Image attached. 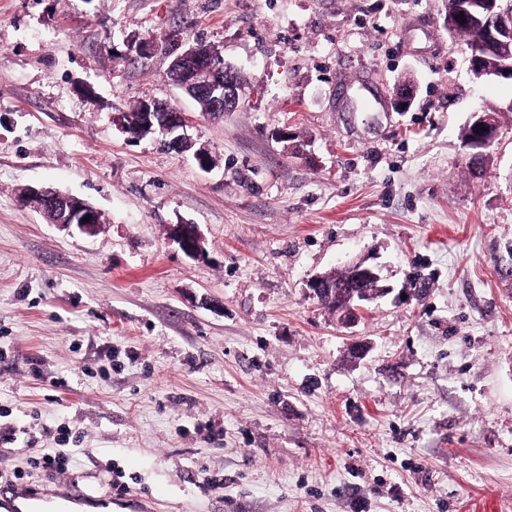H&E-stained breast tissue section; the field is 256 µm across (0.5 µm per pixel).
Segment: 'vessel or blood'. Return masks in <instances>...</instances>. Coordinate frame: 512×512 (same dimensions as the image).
<instances>
[{"instance_id": "1", "label": "vessel or blood", "mask_w": 512, "mask_h": 512, "mask_svg": "<svg viewBox=\"0 0 512 512\" xmlns=\"http://www.w3.org/2000/svg\"><path fill=\"white\" fill-rule=\"evenodd\" d=\"M87 502V495L70 485L50 490L0 487V512H77Z\"/></svg>"}]
</instances>
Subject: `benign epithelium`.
Returning <instances> with one entry per match:
<instances>
[{
    "label": "benign epithelium",
    "mask_w": 512,
    "mask_h": 512,
    "mask_svg": "<svg viewBox=\"0 0 512 512\" xmlns=\"http://www.w3.org/2000/svg\"><path fill=\"white\" fill-rule=\"evenodd\" d=\"M492 28V41L512 42V5L506 4L490 19ZM489 47L482 51H474L478 60L477 70L481 73H508L512 65L505 67L488 65L487 55ZM235 72L224 61L215 58L200 45L189 46L176 56L168 71L167 77L174 85L187 92L198 101L205 102L207 108L213 113L232 112L239 105V86L233 79ZM188 118L185 113L172 111L163 103L154 100L140 102L138 117L135 122L127 124L129 133L146 131L160 133L168 138V145L176 151L187 147L185 130ZM472 126L479 129L476 137L471 139L468 147L479 155L490 148L498 137V124L489 113L476 112L472 116ZM28 195L38 200L37 207L40 214L62 229L75 227L81 232L93 235L102 227L99 211L84 199L65 192L42 186L28 187ZM90 216L89 221L82 222V218ZM169 235L177 243L181 251L191 259L202 260L206 251L202 235L195 224H172L169 226ZM348 290L340 295L333 291L336 283L330 274L324 273L316 276L308 283L313 296L325 303L332 301L338 320L341 324L350 327L357 320L359 312L364 305L375 299L376 293L368 290L366 285L370 281H379V275L362 262L348 266Z\"/></svg>",
    "instance_id": "benign-epithelium-1"
}]
</instances>
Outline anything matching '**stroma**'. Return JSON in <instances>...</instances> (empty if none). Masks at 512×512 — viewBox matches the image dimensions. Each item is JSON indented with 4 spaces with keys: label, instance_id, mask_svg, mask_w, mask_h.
<instances>
[{
    "label": "stroma",
    "instance_id": "1",
    "mask_svg": "<svg viewBox=\"0 0 512 512\" xmlns=\"http://www.w3.org/2000/svg\"><path fill=\"white\" fill-rule=\"evenodd\" d=\"M447 17L448 0H0V481L112 512L512 504V80L475 75ZM195 43L240 73L236 111L168 81ZM143 100L187 114L186 151L124 132ZM476 111L500 122L479 176ZM29 186L87 200L102 231L47 223ZM181 222L205 259L171 240ZM355 261L384 293L347 329L307 283ZM62 429L69 470L31 468ZM169 235L177 243L181 251L191 259L202 260L206 251L202 235L195 224H172Z\"/></svg>",
    "mask_w": 512,
    "mask_h": 512
}]
</instances>
